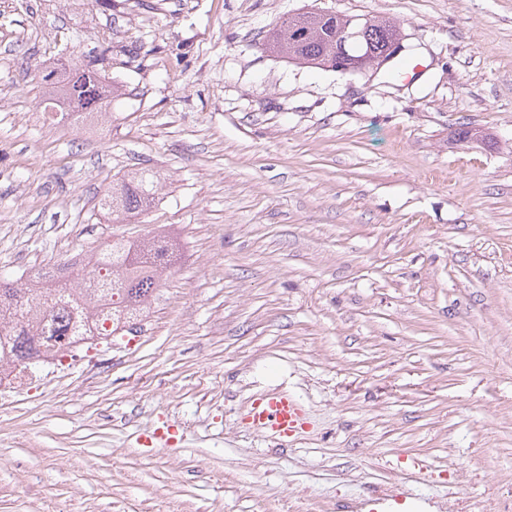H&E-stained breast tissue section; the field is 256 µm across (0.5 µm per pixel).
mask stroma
<instances>
[{
  "mask_svg": "<svg viewBox=\"0 0 512 512\" xmlns=\"http://www.w3.org/2000/svg\"><path fill=\"white\" fill-rule=\"evenodd\" d=\"M312 6L397 21L423 77L262 51ZM106 38L111 118L49 127L41 72ZM140 167L159 204L108 220ZM153 229L140 338L0 408V512H512V0H0V280ZM272 391L285 446L243 420ZM245 420L254 433L285 446L305 431L308 414L300 399L288 392H272L251 400Z\"/></svg>",
  "mask_w": 512,
  "mask_h": 512,
  "instance_id": "35a3bbf8",
  "label": "stroma"
}]
</instances>
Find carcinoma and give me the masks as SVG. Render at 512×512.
Masks as SVG:
<instances>
[{
	"label": "carcinoma",
	"instance_id": "1",
	"mask_svg": "<svg viewBox=\"0 0 512 512\" xmlns=\"http://www.w3.org/2000/svg\"><path fill=\"white\" fill-rule=\"evenodd\" d=\"M355 33L345 38L344 28ZM401 39L396 22L359 15L339 18L320 8L290 14L273 22L262 38V49L272 56L287 58L323 70H336L338 53L343 51L350 61L383 52L388 42ZM112 67V45L96 56H75L69 61L70 74L59 77L55 71L42 76L44 93L41 103L47 112H71L79 117H106L112 108L114 88L106 78ZM160 178L151 169H141L112 181L98 201L100 211L123 221L149 211L158 200ZM176 249L162 233L151 232L135 239L134 244L116 235L104 243L89 259L84 269L70 284H61L55 275L45 273L40 289L50 300L63 292L76 293L83 280L99 278L111 281L112 288H100V295H82L86 318L92 319L108 301L110 290L117 291L118 304L112 307L115 324H129L146 312L160 286L163 273L175 265ZM25 289L18 284L0 282V305L17 304ZM69 328V313L62 309L51 318L49 333L64 336ZM12 355L22 361L31 357L32 343L27 336L11 337Z\"/></svg>",
	"mask_w": 512,
	"mask_h": 512
}]
</instances>
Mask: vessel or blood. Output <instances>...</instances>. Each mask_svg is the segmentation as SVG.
Segmentation results:
<instances>
[{"label":"vessel or blood","mask_w":512,"mask_h":512,"mask_svg":"<svg viewBox=\"0 0 512 512\" xmlns=\"http://www.w3.org/2000/svg\"><path fill=\"white\" fill-rule=\"evenodd\" d=\"M245 420L254 433L284 446L305 431L308 414L300 399L285 392H272L251 400Z\"/></svg>","instance_id":"1"}]
</instances>
